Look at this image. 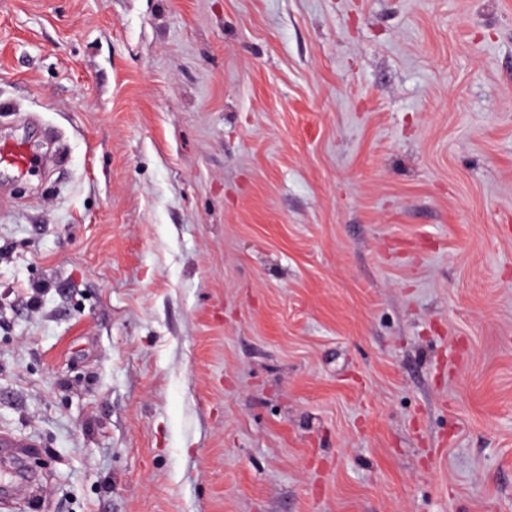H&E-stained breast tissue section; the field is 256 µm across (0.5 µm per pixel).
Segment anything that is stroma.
<instances>
[{
	"instance_id": "stroma-1",
	"label": "stroma",
	"mask_w": 512,
	"mask_h": 512,
	"mask_svg": "<svg viewBox=\"0 0 512 512\" xmlns=\"http://www.w3.org/2000/svg\"><path fill=\"white\" fill-rule=\"evenodd\" d=\"M4 139L0 512H512V0H0ZM33 165V158L22 141H0V167H8L19 174H25Z\"/></svg>"
}]
</instances>
